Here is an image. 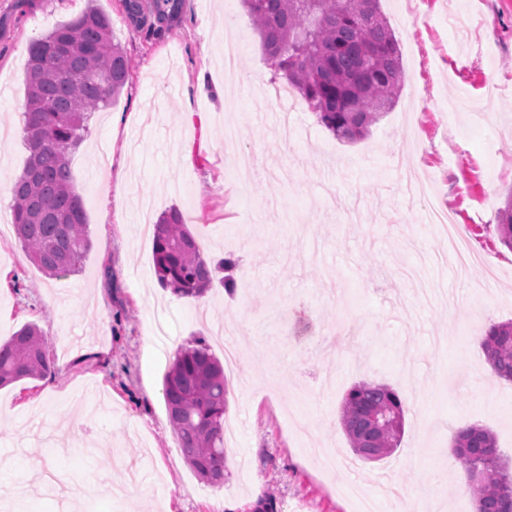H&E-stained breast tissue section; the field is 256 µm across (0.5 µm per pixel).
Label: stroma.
Listing matches in <instances>:
<instances>
[{"instance_id":"1","label":"stroma","mask_w":512,"mask_h":512,"mask_svg":"<svg viewBox=\"0 0 512 512\" xmlns=\"http://www.w3.org/2000/svg\"><path fill=\"white\" fill-rule=\"evenodd\" d=\"M96 2L133 61L113 106L95 112L71 156L91 241L78 272L51 278L14 232L0 238V341L24 324L48 339L54 370L0 388V512H62L67 487L102 472L124 484L115 499L79 500L77 512H355L350 487L376 512H394L390 490L440 512H475L458 486L452 439L463 425L489 429L512 465V383L488 370L458 326L484 335L512 320V251L492 233L512 189V0H463L473 22L451 32L443 0H379L400 48L395 103L354 142L318 123L292 95L291 134L268 94L281 78L267 65L241 0H185L163 32L129 26L122 0H0V169L18 177L24 68L30 42ZM241 39L240 72L224 73V39ZM107 144V160L98 146ZM254 159L235 184L238 153ZM447 197L483 257L459 273L410 200L400 168ZM122 185V195L104 185ZM178 208L202 254L236 255L239 287L214 281L193 302L162 287L152 243L139 236ZM300 304L318 328L340 315L356 325L343 357L294 348L282 316ZM238 326L241 362L228 373L224 428L231 433L224 484L200 479L173 433L163 377L180 348ZM157 332L158 349L143 338ZM369 381L404 402L400 446L356 460L340 426L346 391Z\"/></svg>"}]
</instances>
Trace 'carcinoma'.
I'll use <instances>...</instances> for the list:
<instances>
[{
    "label": "carcinoma",
    "instance_id": "obj_1",
    "mask_svg": "<svg viewBox=\"0 0 512 512\" xmlns=\"http://www.w3.org/2000/svg\"><path fill=\"white\" fill-rule=\"evenodd\" d=\"M135 28L147 20L162 30L180 15L184 0H123ZM269 66L287 79L337 138L368 133L401 87L399 45L379 10V0H244ZM131 62L112 39L110 18L87 7L55 25L28 47L24 82V144L29 152L14 180L11 222L31 262L49 277L76 272L90 248L87 216L72 185L69 158L88 134L90 113L110 106L124 87ZM496 232L512 251V194L498 212ZM158 282L182 298L212 287L215 267L171 208L154 225ZM493 374L512 382V322L493 324L483 342ZM51 372L48 340L34 324L0 343V386ZM224 365L200 342L178 351L163 379L170 424L195 473L224 484ZM341 426L354 453L378 461L398 447L403 401L384 384L358 382L343 399ZM453 452L469 479L476 512H512V474L501 462L493 433L470 427L456 432Z\"/></svg>",
    "mask_w": 512,
    "mask_h": 512
}]
</instances>
